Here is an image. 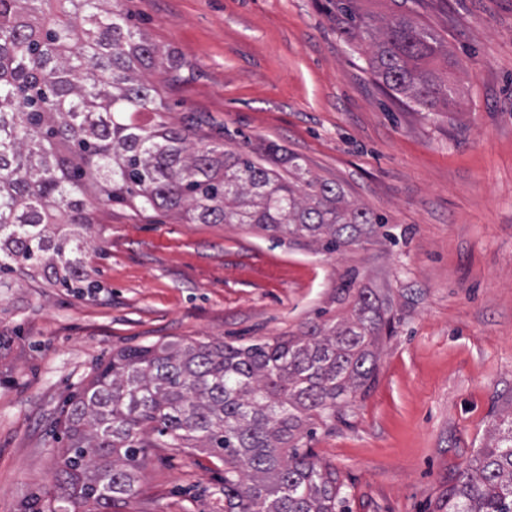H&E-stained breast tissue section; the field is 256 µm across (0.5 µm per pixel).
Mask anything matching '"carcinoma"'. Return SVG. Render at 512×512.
<instances>
[{"label": "carcinoma", "instance_id": "obj_1", "mask_svg": "<svg viewBox=\"0 0 512 512\" xmlns=\"http://www.w3.org/2000/svg\"><path fill=\"white\" fill-rule=\"evenodd\" d=\"M343 32L370 41L372 73L428 111L456 106L430 63L441 38L406 16L376 20L332 0ZM119 0H0V286L19 278L92 288L82 231L99 206L175 211L189 224H250L334 253L383 227L318 178L298 184L254 158L163 120L143 78L180 62L142 33ZM389 306L359 288L353 316L298 336L171 340L117 350L58 422L50 512H114L141 492L151 448L222 463L224 512H346L335 469L302 440L336 420L377 369ZM439 512H512V413L462 470Z\"/></svg>", "mask_w": 512, "mask_h": 512}]
</instances>
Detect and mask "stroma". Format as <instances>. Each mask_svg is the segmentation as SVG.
<instances>
[{
    "instance_id": "1",
    "label": "stroma",
    "mask_w": 512,
    "mask_h": 512,
    "mask_svg": "<svg viewBox=\"0 0 512 512\" xmlns=\"http://www.w3.org/2000/svg\"><path fill=\"white\" fill-rule=\"evenodd\" d=\"M174 52L172 108L233 150L278 146L308 176L380 215L387 236L326 254L245 224H189L127 204L89 234L91 290L0 287V512L46 508L65 401L112 351L192 339H270L349 318L340 287L388 299L366 392L306 440L336 468L350 512H435L512 411V0H358L447 42L458 112L386 94L330 0H121ZM215 462L152 451L120 512H218Z\"/></svg>"
}]
</instances>
